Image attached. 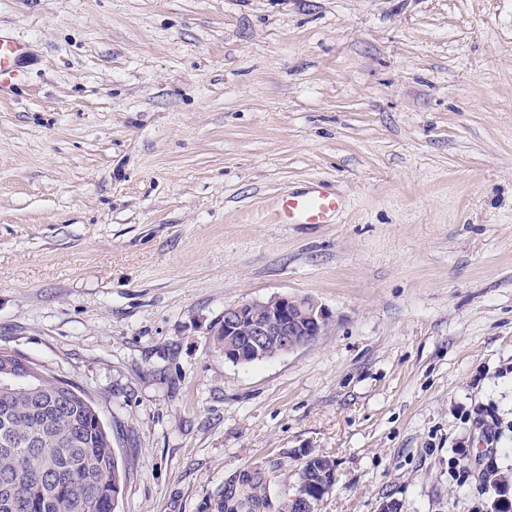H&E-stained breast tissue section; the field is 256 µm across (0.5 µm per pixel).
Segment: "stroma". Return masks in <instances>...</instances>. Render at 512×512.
Here are the masks:
<instances>
[{
  "mask_svg": "<svg viewBox=\"0 0 512 512\" xmlns=\"http://www.w3.org/2000/svg\"><path fill=\"white\" fill-rule=\"evenodd\" d=\"M0 348L93 402L117 512L225 478L321 512H488L512 485V0H0ZM339 195L325 224L279 197ZM326 336L233 364L225 307ZM22 54L21 44L0 38V92L13 79L16 62ZM340 207L336 194L314 184L302 193L283 194L279 201L278 217L282 224H325ZM330 327V313L314 299L282 295L266 302L225 307L224 324L215 330L214 336H218L222 346L226 344V336L242 338L247 346L226 345L224 358L234 364H246L254 355L298 351L327 335ZM334 462L327 456L315 455L308 458L302 465L300 472L305 474L311 483L309 487L312 494L319 499V506L327 495V492L321 491V486L324 485V478L328 479L330 474H324L327 470L334 471ZM323 475H325L323 477ZM310 489L306 486L305 480L301 479L293 488L291 499L297 504L300 512L315 511V501L310 496Z\"/></svg>",
  "mask_w": 512,
  "mask_h": 512,
  "instance_id": "35a3bbf8",
  "label": "stroma"
}]
</instances>
